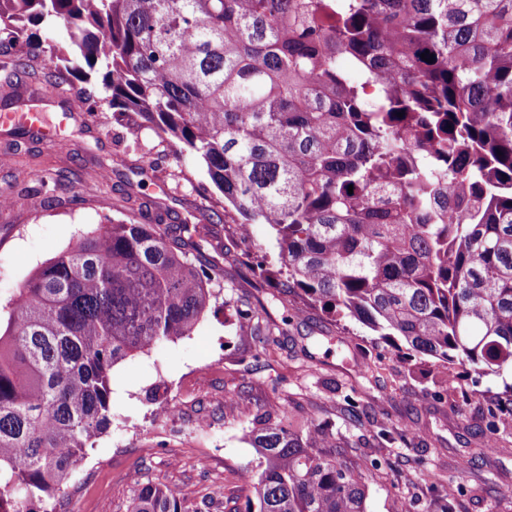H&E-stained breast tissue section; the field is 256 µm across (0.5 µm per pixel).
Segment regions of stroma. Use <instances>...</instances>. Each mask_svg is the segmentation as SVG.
<instances>
[{
  "label": "stroma",
  "instance_id": "stroma-1",
  "mask_svg": "<svg viewBox=\"0 0 512 512\" xmlns=\"http://www.w3.org/2000/svg\"><path fill=\"white\" fill-rule=\"evenodd\" d=\"M35 75L6 100L0 114L41 113L53 133L15 145L11 126L0 122V302L24 285L38 266L106 220L132 217L143 202H159L166 222L195 221L219 197L205 169L188 155L169 154L156 177L134 173L142 151L157 144L152 128L131 135L133 117L102 106L95 115L68 113L45 76L51 65L35 61ZM47 181L64 177L53 192L28 182L31 169ZM129 206H116L121 192ZM80 204L70 201L72 195ZM223 251L209 250L223 269V293L194 335L168 341L128 357L112 370V426L90 450L57 512H125L137 484H162L187 512H208L209 503L245 506L252 490L240 479L257 471L259 459L248 434L256 414L287 403L297 422L332 424L347 439L348 458L376 460L366 470V512H437V494L425 481L439 471L450 486L462 487L458 512H512V421L488 432L481 420L487 407L506 398L512 372L477 375L454 365L446 369L410 356L405 346L371 342L355 322H335L307 308L289 327L270 360L248 355V326L238 317L240 298L266 299L269 290L248 270L247 251L276 256L275 237L265 224L242 241L233 224L206 227ZM375 363L372 375L358 365ZM357 390L367 407L360 419L344 410L343 396ZM180 408L178 420L165 415L167 403ZM486 447L481 459L461 466L471 449ZM212 450L207 467L199 452Z\"/></svg>",
  "mask_w": 512,
  "mask_h": 512
}]
</instances>
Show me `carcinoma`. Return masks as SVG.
Returning <instances> with one entry per match:
<instances>
[{
    "instance_id": "obj_1",
    "label": "carcinoma",
    "mask_w": 512,
    "mask_h": 512,
    "mask_svg": "<svg viewBox=\"0 0 512 512\" xmlns=\"http://www.w3.org/2000/svg\"><path fill=\"white\" fill-rule=\"evenodd\" d=\"M46 21L72 29L68 47L38 37ZM6 35L28 50L3 66L10 89L35 58L69 91L101 66L108 103L206 169L242 239L268 225L279 268L251 270L283 306L444 369L512 368V0H0L4 56ZM99 103L85 88L64 107ZM198 236L161 217L101 224L0 306V512H48L112 426L114 366L192 335L217 303ZM238 314L257 360L292 321L248 298ZM510 415L490 409L486 427ZM250 438L255 500L231 512H365L334 427L276 407ZM127 512L185 510L147 483Z\"/></svg>"
}]
</instances>
